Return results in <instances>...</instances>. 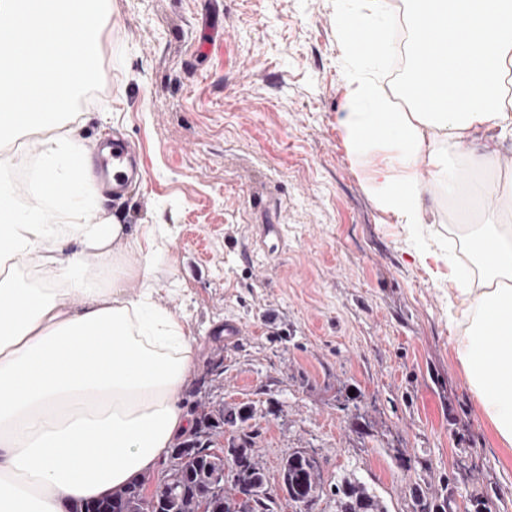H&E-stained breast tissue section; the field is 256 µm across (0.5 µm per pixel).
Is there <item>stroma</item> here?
Listing matches in <instances>:
<instances>
[{
  "instance_id": "1",
  "label": "stroma",
  "mask_w": 512,
  "mask_h": 512,
  "mask_svg": "<svg viewBox=\"0 0 512 512\" xmlns=\"http://www.w3.org/2000/svg\"><path fill=\"white\" fill-rule=\"evenodd\" d=\"M337 0H112L93 81L69 126L84 149L131 140L142 183L111 209L171 241L158 300L184 316L199 363L183 389L196 441L250 440L274 512H294L281 462L313 457L336 512L353 469L387 512H512V450L483 416L448 319V279L415 258L413 225L379 190L340 123ZM432 250L468 268L475 214L433 184ZM228 324L241 335L224 334ZM245 423L229 424V417Z\"/></svg>"
}]
</instances>
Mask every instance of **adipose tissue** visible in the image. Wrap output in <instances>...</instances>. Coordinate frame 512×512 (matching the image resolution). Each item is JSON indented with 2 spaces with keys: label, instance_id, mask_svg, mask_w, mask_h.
I'll return each mask as SVG.
<instances>
[{
  "label": "adipose tissue",
  "instance_id": "ef3b65f1",
  "mask_svg": "<svg viewBox=\"0 0 512 512\" xmlns=\"http://www.w3.org/2000/svg\"><path fill=\"white\" fill-rule=\"evenodd\" d=\"M412 23V111L393 107L357 39L384 42L397 21L387 0H339L354 151L383 149L370 173L383 209L428 221L418 164L481 215L471 253L490 274L474 286L456 267L450 316L456 350L482 411L512 446V225L486 205V174L512 139V0H403ZM112 0H0V139L39 135L33 190L17 197L0 156V512H75L123 492L191 427L181 391L198 352L186 322L157 301L154 231L138 242L141 286L112 252L125 228L103 205L74 137L59 119L95 72L97 24ZM433 35L446 65L423 62ZM75 49L62 51L63 42ZM487 133L476 145L477 133Z\"/></svg>",
  "mask_w": 512,
  "mask_h": 512
}]
</instances>
